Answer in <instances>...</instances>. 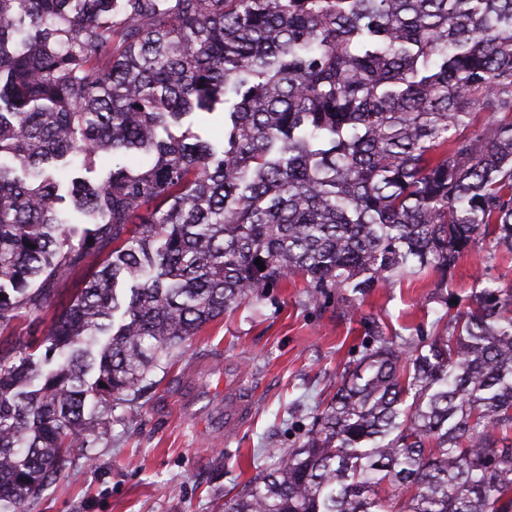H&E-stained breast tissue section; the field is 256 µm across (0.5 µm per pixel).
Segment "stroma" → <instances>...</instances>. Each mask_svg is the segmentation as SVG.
<instances>
[{"instance_id": "obj_1", "label": "stroma", "mask_w": 512, "mask_h": 512, "mask_svg": "<svg viewBox=\"0 0 512 512\" xmlns=\"http://www.w3.org/2000/svg\"><path fill=\"white\" fill-rule=\"evenodd\" d=\"M512 279V254L480 243L441 282L429 270L360 296L312 302L296 276L228 310L184 347L135 399L112 412L108 440L74 460L26 505V512H219L271 448H289L310 428L349 364L373 344V331L432 340L468 309L479 278ZM251 395L253 411L224 433L226 385Z\"/></svg>"}]
</instances>
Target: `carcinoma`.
<instances>
[{
	"label": "carcinoma",
	"instance_id": "1",
	"mask_svg": "<svg viewBox=\"0 0 512 512\" xmlns=\"http://www.w3.org/2000/svg\"><path fill=\"white\" fill-rule=\"evenodd\" d=\"M215 114L219 148L174 133ZM486 239L512 252V0H0V339L79 279L0 349V510L226 309L446 284ZM267 458L222 512H512V281L379 336ZM71 291L65 290L61 293L58 299L51 303L49 313L44 323L32 324L28 321L21 322L17 328L14 329L12 341L26 342L33 339L40 340L46 333L50 324V318L56 310L66 304L69 300Z\"/></svg>",
	"mask_w": 512,
	"mask_h": 512
}]
</instances>
